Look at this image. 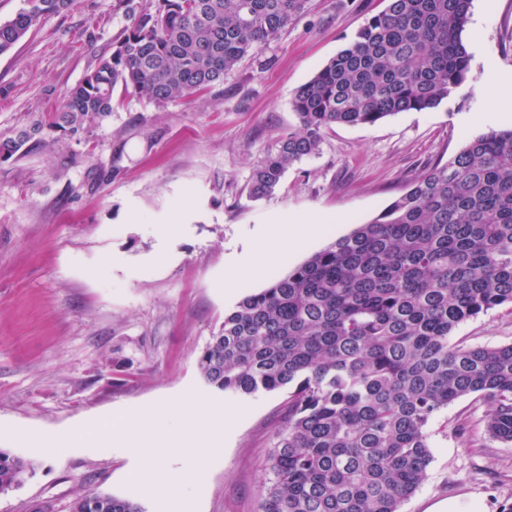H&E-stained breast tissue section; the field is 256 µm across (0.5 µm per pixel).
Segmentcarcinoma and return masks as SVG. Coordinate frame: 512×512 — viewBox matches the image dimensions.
Segmentation results:
<instances>
[{
	"instance_id": "1",
	"label": "carcinoma",
	"mask_w": 512,
	"mask_h": 512,
	"mask_svg": "<svg viewBox=\"0 0 512 512\" xmlns=\"http://www.w3.org/2000/svg\"><path fill=\"white\" fill-rule=\"evenodd\" d=\"M0 23V53L73 0H41ZM308 0H150L55 118L0 144V157L73 135L112 113L113 92L158 104L196 98L307 11ZM472 0H387L292 97L298 129L254 165L248 195L319 153L337 124L373 125L440 106L475 80L462 39ZM512 305V130L491 129L437 162L368 222L243 297L199 369L232 395L288 390L258 512H400L425 480L427 427L453 401L487 406V433L512 443V343L461 347L464 321ZM33 464L0 450V492ZM72 512H144L85 493Z\"/></svg>"
}]
</instances>
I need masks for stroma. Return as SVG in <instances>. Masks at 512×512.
<instances>
[{
	"label": "stroma",
	"mask_w": 512,
	"mask_h": 512,
	"mask_svg": "<svg viewBox=\"0 0 512 512\" xmlns=\"http://www.w3.org/2000/svg\"><path fill=\"white\" fill-rule=\"evenodd\" d=\"M387 0H309L274 41L222 84L162 105L113 93V110L46 148L0 159V449L34 464L0 493V512H71L79 494L136 500L167 512L158 467L195 466L211 432L218 450L181 486L184 512H258L264 463L288 394L214 391L199 357L224 314L312 254L378 215L466 139L505 130L499 88L484 66L512 71V0H473L463 39L475 83L439 107L374 125H337L319 154L290 166L258 200L252 168L298 121L294 90L344 48ZM123 0H73L0 54V143L34 117L52 121L130 25ZM290 219L321 227L297 252L239 277L264 229ZM452 343H512V306L461 323ZM196 409L198 420L184 412ZM486 407L460 398L429 425L432 459L400 512L451 497L512 507V444L491 438ZM129 411L177 447L167 460L75 445L51 436Z\"/></svg>",
	"instance_id": "stroma-1"
}]
</instances>
